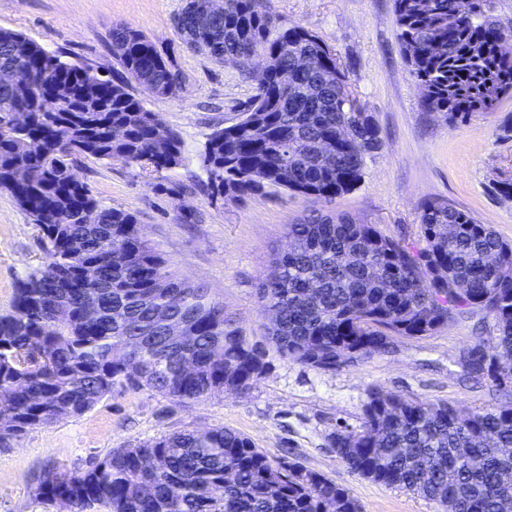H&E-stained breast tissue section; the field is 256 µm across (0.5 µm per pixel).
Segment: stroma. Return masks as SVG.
Segmentation results:
<instances>
[{"instance_id":"1","label":"stroma","mask_w":512,"mask_h":512,"mask_svg":"<svg viewBox=\"0 0 512 512\" xmlns=\"http://www.w3.org/2000/svg\"><path fill=\"white\" fill-rule=\"evenodd\" d=\"M186 0H0V29L23 33L102 78L125 79L112 49V27L145 33L183 80L178 97L158 99L137 84L129 91L161 113L182 139V161L143 172L119 159H84L78 175L102 204L131 212L170 269L202 283L224 303L228 318L250 343L267 347L257 296L272 261L288 245V227L318 210L374 224L386 235L419 242L425 201L441 199L490 225L512 242V97L492 112L449 126L421 112V92L405 64L392 0H266L287 24L318 36L371 112L382 139L361 183L331 201L271 191L242 199L212 195L201 158L215 127L236 123L256 93L252 74L187 48L176 27ZM40 234L14 199L0 191V314L10 311L15 287L42 264ZM475 311L431 335L397 339L391 352L336 371H317L269 354V371L247 393H224L189 406L146 391L122 390L76 417L37 427L0 449V512H43L32 497L45 469H79L161 434L228 428L248 436L275 460L296 461L345 487L362 512H440L408 492L373 483L336 455L330 436L359 428L370 389L461 410L512 405V386L467 378L464 353L492 333Z\"/></svg>"}]
</instances>
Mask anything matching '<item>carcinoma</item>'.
<instances>
[{
    "instance_id": "cac0c4a2",
    "label": "carcinoma",
    "mask_w": 512,
    "mask_h": 512,
    "mask_svg": "<svg viewBox=\"0 0 512 512\" xmlns=\"http://www.w3.org/2000/svg\"><path fill=\"white\" fill-rule=\"evenodd\" d=\"M398 37L421 106L453 125L492 112L512 96V56L499 54L512 30L487 0H393ZM194 50L249 69L270 60L242 118L211 134L204 170L223 169L224 195L269 189L332 199L362 180L381 149L378 127L347 77L324 80L335 54L299 25H283L264 0H224V15L189 31ZM112 47L149 94L181 90L155 46L124 24ZM0 66L18 70L38 111L15 86H0V190L41 234L44 263L18 282L0 315V448L63 416H79L117 389L157 393L189 405L250 390L267 372L266 351L250 344L204 284L169 270L134 215L107 207L80 179L77 161L120 157L133 167L176 166L179 134L143 107L126 83L47 57L27 36L0 30ZM69 91L57 100V88ZM126 128L112 138L114 126ZM40 179L18 184L13 173ZM423 247L414 250L374 224L311 212L288 225L293 246L258 287L273 310L269 336L285 361L332 371L483 311L493 334L472 350L466 372L512 385V243L441 200L421 208ZM100 262L101 281L83 277ZM338 458L360 476L438 503L442 512H512V409L472 410L422 403L372 389L360 429L331 434ZM35 500L69 512H361L344 487L298 462L274 460L230 429L162 434L70 472L40 475Z\"/></svg>"
}]
</instances>
